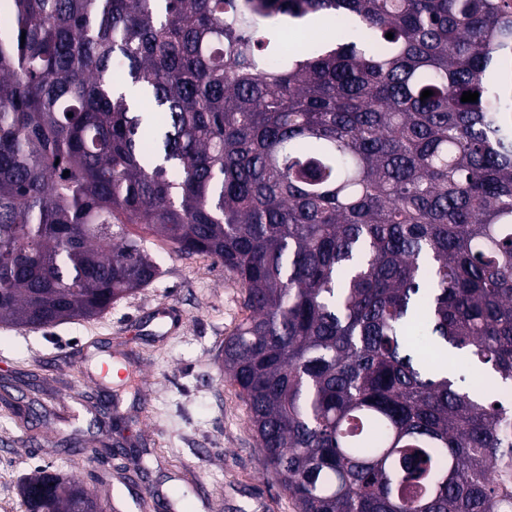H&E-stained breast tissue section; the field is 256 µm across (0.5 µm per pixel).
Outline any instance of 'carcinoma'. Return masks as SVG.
Here are the masks:
<instances>
[{
    "instance_id": "carcinoma-1",
    "label": "carcinoma",
    "mask_w": 512,
    "mask_h": 512,
    "mask_svg": "<svg viewBox=\"0 0 512 512\" xmlns=\"http://www.w3.org/2000/svg\"><path fill=\"white\" fill-rule=\"evenodd\" d=\"M511 64L512 0H0V323L101 315L159 236L241 287L296 512H512Z\"/></svg>"
}]
</instances>
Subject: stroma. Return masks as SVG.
<instances>
[{
	"instance_id": "1",
	"label": "stroma",
	"mask_w": 512,
	"mask_h": 512,
	"mask_svg": "<svg viewBox=\"0 0 512 512\" xmlns=\"http://www.w3.org/2000/svg\"><path fill=\"white\" fill-rule=\"evenodd\" d=\"M147 250L161 275L98 317L44 329L0 326V382L28 371L0 406V512H25L19 478L51 465L80 479L104 512H155L147 491L183 512H296L271 476L247 407L225 380L224 340L244 316L241 288L204 255ZM177 313L161 325L158 310ZM29 415L24 430L16 414Z\"/></svg>"
}]
</instances>
